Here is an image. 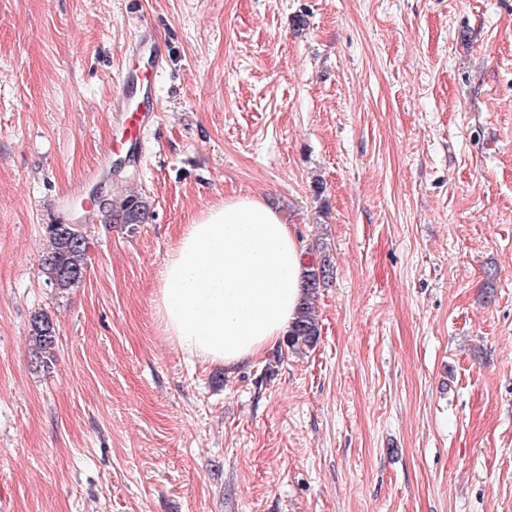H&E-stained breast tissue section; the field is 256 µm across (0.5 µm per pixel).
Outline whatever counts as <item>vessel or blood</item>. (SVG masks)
<instances>
[{
    "instance_id": "1",
    "label": "vessel or blood",
    "mask_w": 512,
    "mask_h": 512,
    "mask_svg": "<svg viewBox=\"0 0 512 512\" xmlns=\"http://www.w3.org/2000/svg\"><path fill=\"white\" fill-rule=\"evenodd\" d=\"M144 49L148 50L151 59L149 69H128L121 87L114 92L109 105L110 111L120 116V123L125 131V143L139 149L144 148L145 133L156 118V110L149 103L150 98L157 93L155 78L169 58L166 41L147 28L140 31L126 53L133 57Z\"/></svg>"
}]
</instances>
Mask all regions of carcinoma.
<instances>
[{
  "label": "carcinoma",
  "mask_w": 512,
  "mask_h": 512,
  "mask_svg": "<svg viewBox=\"0 0 512 512\" xmlns=\"http://www.w3.org/2000/svg\"><path fill=\"white\" fill-rule=\"evenodd\" d=\"M118 224H141L148 213V207L141 197L129 194L119 204L112 201L101 203ZM49 245L41 259L40 272L47 285L63 293L81 284L86 274L87 240L83 230L77 234L64 232L60 224H49L46 228ZM330 276V263L307 267L304 280V299L298 308L296 319L287 335V347L297 353L317 344L320 325L314 312L319 289L324 287ZM31 359L38 366L48 367L55 355L56 331L47 315L33 317L31 322Z\"/></svg>",
  "instance_id": "1"
}]
</instances>
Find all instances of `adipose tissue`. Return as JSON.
<instances>
[{
    "label": "adipose tissue",
    "instance_id": "adipose-tissue-1",
    "mask_svg": "<svg viewBox=\"0 0 512 512\" xmlns=\"http://www.w3.org/2000/svg\"><path fill=\"white\" fill-rule=\"evenodd\" d=\"M307 269L297 236L250 196L202 211L160 273L155 311L178 348L233 370L286 336Z\"/></svg>",
    "mask_w": 512,
    "mask_h": 512
}]
</instances>
